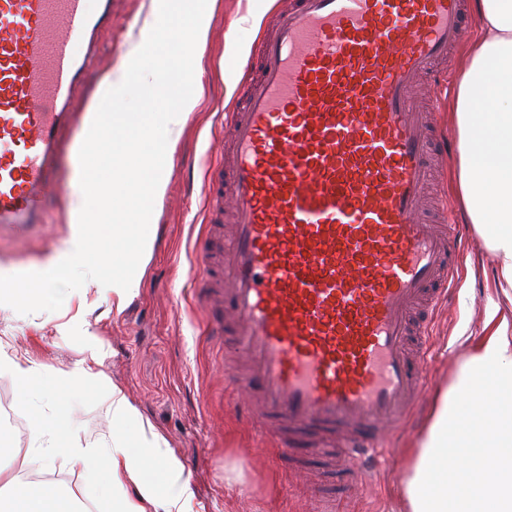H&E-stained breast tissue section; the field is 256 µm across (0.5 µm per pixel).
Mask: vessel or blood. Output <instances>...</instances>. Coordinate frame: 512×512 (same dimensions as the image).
Segmentation results:
<instances>
[{"label": "vessel or blood", "mask_w": 512, "mask_h": 512, "mask_svg": "<svg viewBox=\"0 0 512 512\" xmlns=\"http://www.w3.org/2000/svg\"><path fill=\"white\" fill-rule=\"evenodd\" d=\"M466 0H290L204 170L194 282L209 333L247 362L227 381L277 430L274 457L330 438L352 478L385 463L434 350L429 318L469 245L426 201L438 141L413 97L459 46ZM112 0H0V229L44 223L64 135Z\"/></svg>", "instance_id": "1"}]
</instances>
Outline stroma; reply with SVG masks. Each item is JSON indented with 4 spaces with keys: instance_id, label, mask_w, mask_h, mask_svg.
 Wrapping results in <instances>:
<instances>
[{
    "instance_id": "1",
    "label": "stroma",
    "mask_w": 512,
    "mask_h": 512,
    "mask_svg": "<svg viewBox=\"0 0 512 512\" xmlns=\"http://www.w3.org/2000/svg\"><path fill=\"white\" fill-rule=\"evenodd\" d=\"M285 2L267 0L259 9L255 0H210L208 39L195 52L201 85L197 106L182 118L169 146L166 190L154 204L153 245L136 271L137 292L121 301L111 287L82 288L68 293L60 310L30 315L0 305V358L23 368L70 369L88 358V343L96 341L107 353L100 367L104 386L120 387L162 437L164 452L180 460L194 489V512H318L323 505L337 506L340 512H404L401 480L435 399L452 382L459 362L496 327L487 313L489 302L500 303L502 315L512 321V305L504 303L498 287L496 260L478 232L470 234L473 248L465 256L456 291L432 316L436 355L428 365L424 393L394 428L392 465L361 485L342 481L330 448L302 445L292 456L269 463L266 434L238 410L247 393L224 380L237 351L231 341L207 336L206 314L192 293L200 262L194 244L203 222L201 172L220 151L221 126L238 92L226 75L233 62L249 66L252 41L268 32ZM112 13L117 23L105 33L88 85L78 97L84 109L96 100L103 77L121 79L119 65L150 25L153 0H113ZM248 15L254 16V24L239 27ZM80 139L77 129L66 137L62 194L45 222L21 236L0 233V275L44 271L50 256L69 249L70 214L81 200L72 181L73 149ZM23 395L15 379L0 377V405L18 414L11 422L0 419V446L5 449L0 476L24 481L40 475L42 484L60 489L67 505H74L69 479L82 477L83 467L62 468L32 455ZM66 419L70 434L83 441L112 434V415L99 393L69 400Z\"/></svg>"
}]
</instances>
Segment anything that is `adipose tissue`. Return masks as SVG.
I'll return each mask as SVG.
<instances>
[{
    "mask_svg": "<svg viewBox=\"0 0 512 512\" xmlns=\"http://www.w3.org/2000/svg\"><path fill=\"white\" fill-rule=\"evenodd\" d=\"M481 34L469 48L453 101L459 134L456 191L465 220L476 225L498 263V286L512 302V0H472ZM103 349L90 362L65 372L52 366L20 368L0 361V376L14 375L33 408L32 451L55 460L82 457L92 465L85 484L97 512H193L194 493L181 462L164 456L163 476L149 475L146 456L160 452L161 438L120 388L108 399L112 436L82 444L60 416L44 406L86 393L100 380ZM458 464H449V456ZM132 480L137 501L121 495ZM401 492L407 512H512V324L501 323L459 365L436 399L429 424L405 473ZM52 488L12 479L0 485V512H64Z\"/></svg>",
    "mask_w": 512,
    "mask_h": 512,
    "instance_id": "adipose-tissue-1",
    "label": "adipose tissue"
}]
</instances>
